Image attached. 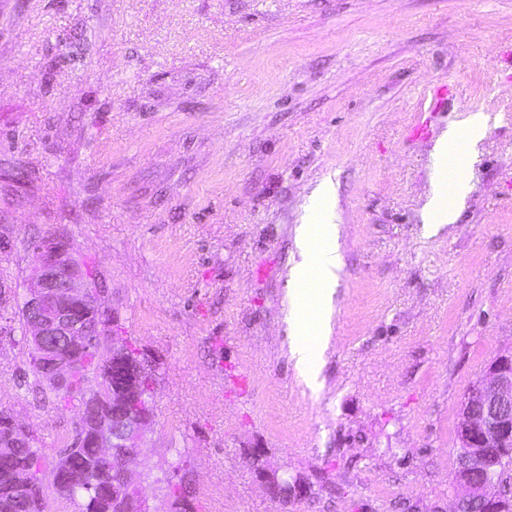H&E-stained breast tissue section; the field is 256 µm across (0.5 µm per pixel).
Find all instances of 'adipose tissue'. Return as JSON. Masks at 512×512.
Instances as JSON below:
<instances>
[{"instance_id": "ef3b65f1", "label": "adipose tissue", "mask_w": 512, "mask_h": 512, "mask_svg": "<svg viewBox=\"0 0 512 512\" xmlns=\"http://www.w3.org/2000/svg\"><path fill=\"white\" fill-rule=\"evenodd\" d=\"M486 128L483 114L469 115L438 140L435 154L442 161V175L426 205L427 228L435 232L456 219V205L468 192L461 157L474 151ZM335 190L322 182L315 191L314 220L298 225L295 247L301 257L289 272L290 313L288 331L291 353L306 382H314L321 350L330 334V311L342 261L338 227L329 212Z\"/></svg>"}]
</instances>
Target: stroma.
Instances as JSON below:
<instances>
[{
  "label": "stroma",
  "mask_w": 512,
  "mask_h": 512,
  "mask_svg": "<svg viewBox=\"0 0 512 512\" xmlns=\"http://www.w3.org/2000/svg\"><path fill=\"white\" fill-rule=\"evenodd\" d=\"M436 133L488 117L455 223L424 227ZM29 175L17 183V172ZM336 185L343 267L317 385L288 272ZM74 241L153 374L131 470L152 512H448L462 407L512 354V0H0V289ZM0 330V408L50 478L80 427ZM308 488L281 505L251 464Z\"/></svg>",
  "instance_id": "35a3bbf8"
}]
</instances>
